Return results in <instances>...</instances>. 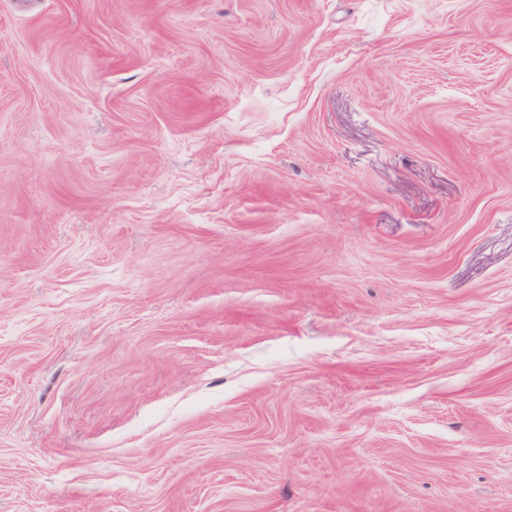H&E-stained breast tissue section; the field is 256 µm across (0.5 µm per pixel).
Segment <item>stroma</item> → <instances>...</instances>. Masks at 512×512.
I'll list each match as a JSON object with an SVG mask.
<instances>
[{"label":"stroma","mask_w":512,"mask_h":512,"mask_svg":"<svg viewBox=\"0 0 512 512\" xmlns=\"http://www.w3.org/2000/svg\"><path fill=\"white\" fill-rule=\"evenodd\" d=\"M0 512H512V0H0Z\"/></svg>","instance_id":"35a3bbf8"}]
</instances>
